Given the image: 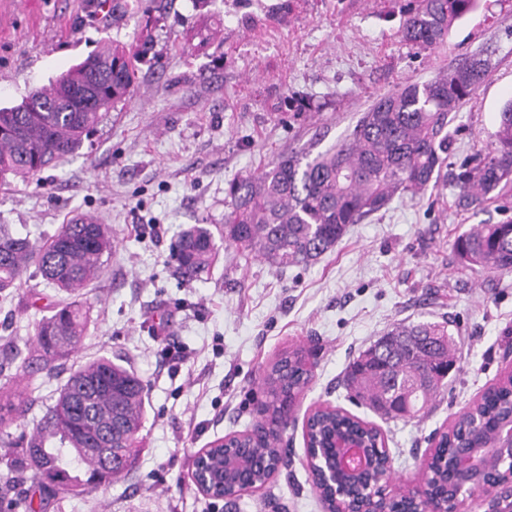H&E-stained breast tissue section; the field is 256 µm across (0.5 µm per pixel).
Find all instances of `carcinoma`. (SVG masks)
<instances>
[{"label":"carcinoma","instance_id":"cac0c4a2","mask_svg":"<svg viewBox=\"0 0 512 512\" xmlns=\"http://www.w3.org/2000/svg\"><path fill=\"white\" fill-rule=\"evenodd\" d=\"M477 0H417L400 30L402 39L420 49H435L449 29L475 9ZM140 51L114 45L72 65L45 88L21 102L0 107V185L29 180L76 153L103 114L129 100L135 90ZM489 65L473 55L433 80L408 84L381 96L358 118L347 138L314 157L282 155L257 176L233 180L225 191L224 243L247 255L286 268L308 265L338 244L353 224L386 208L396 194L415 199L437 182L448 154V124L453 113L484 83ZM99 73L92 103L81 105L68 91ZM457 205L470 208L490 199L503 219L476 224L459 234L453 251L467 267L512 273V102L500 112L490 148L455 174ZM177 269L187 280L200 277L217 261L219 251L206 224H192L171 247ZM112 251L105 225L79 219L63 224L47 241L35 243L0 224V293L15 287L29 266L69 298L36 325L34 352L21 357L31 374L55 369V363L77 346L89 324L79 298L97 274L101 259ZM448 322L398 324L349 364L347 388L385 419H414L447 387L456 361L451 354ZM312 380L304 351L280 355L266 370L264 412L269 430L255 425L238 435L234 448H218L210 461L230 451L273 459L288 426L284 403L294 401ZM29 385L0 387V426L25 416ZM144 385L126 367L102 357L74 372L61 387L27 438L22 457L5 462L4 484L13 474H28L41 490L59 487L88 495L112 483L114 471L89 455L103 448L122 472L132 468L144 415ZM512 413V384L476 404L459 423L451 446L441 450L426 484V494L451 509L453 485L448 479L456 449L494 437L496 419ZM351 418L324 411L309 428L310 443L326 448L328 436L350 429ZM52 439L55 448L46 447Z\"/></svg>","mask_w":512,"mask_h":512}]
</instances>
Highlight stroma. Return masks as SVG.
I'll list each match as a JSON object with an SVG mask.
<instances>
[{"mask_svg":"<svg viewBox=\"0 0 512 512\" xmlns=\"http://www.w3.org/2000/svg\"><path fill=\"white\" fill-rule=\"evenodd\" d=\"M412 0H162L130 100L74 155L40 178L0 186V224L38 240L76 212L112 232V253L84 291L92 323L52 373L26 378L13 348L61 299L36 267L0 295V384H30L33 404L9 426L33 431L61 386L101 356L143 382L141 451L131 474L87 496L48 490L40 512H325L304 464L303 421L319 403L381 428L389 490L412 488L434 433L498 383L512 358V274L471 269L454 239L493 224L495 203L460 209L452 179L485 149L512 99V0H478L436 50L399 33ZM141 14L92 0H0V106L111 43L131 45ZM472 55L489 75L449 126L448 166L423 200L395 197L352 225L317 261L284 270L221 248L208 275L182 279L171 245L192 224L222 226L229 181L281 154L341 142L377 96L427 82ZM160 234H153L152 225ZM449 321L456 369L421 418H381L342 385L348 363L401 322ZM312 356L309 391L282 433L288 468L235 505L200 493L199 449L264 419V371L292 348Z\"/></svg>","mask_w":512,"mask_h":512,"instance_id":"35a3bbf8","label":"stroma"}]
</instances>
